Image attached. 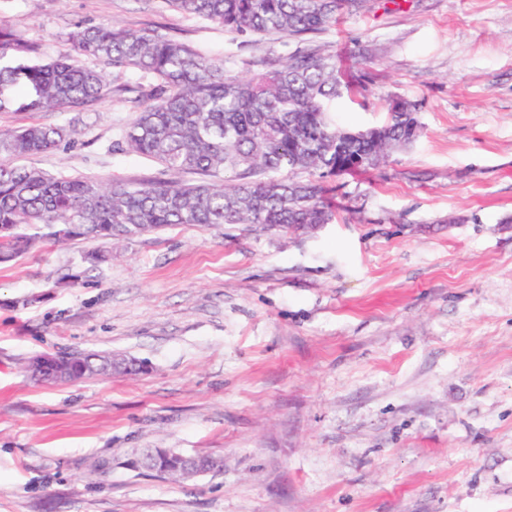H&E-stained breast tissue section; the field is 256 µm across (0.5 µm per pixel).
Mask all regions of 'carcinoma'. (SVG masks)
I'll list each match as a JSON object with an SVG mask.
<instances>
[{
	"label": "carcinoma",
	"mask_w": 512,
	"mask_h": 512,
	"mask_svg": "<svg viewBox=\"0 0 512 512\" xmlns=\"http://www.w3.org/2000/svg\"><path fill=\"white\" fill-rule=\"evenodd\" d=\"M173 10L203 18L225 31L278 33L304 40L325 30L340 9L361 11L369 0H165ZM56 59L32 61L37 47L0 26V112H54L93 104L107 91L99 63L152 81L148 102L124 129L125 149L157 159L169 174L136 185L50 175L16 163L49 151L67 137L61 127L0 129V260L26 253L31 224H66L54 232L114 244L176 224H266L288 232L327 224L331 205L312 181L280 177L308 172L324 178L367 173L388 154L421 135L419 105L388 99L390 116L361 138L337 126L328 105L365 81L359 68L342 80L336 55L300 48L260 61L247 76L230 73L224 60L154 29L131 31L104 24L74 27ZM185 172L225 174L221 183L181 184ZM55 355L30 359L27 371L46 382ZM77 379L112 375L111 353L76 351ZM177 448L135 452V468L157 470L181 482L192 478Z\"/></svg>",
	"instance_id": "cac0c4a2"
}]
</instances>
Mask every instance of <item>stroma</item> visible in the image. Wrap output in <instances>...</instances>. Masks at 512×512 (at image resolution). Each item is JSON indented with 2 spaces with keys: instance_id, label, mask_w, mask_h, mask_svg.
<instances>
[{
  "instance_id": "stroma-1",
  "label": "stroma",
  "mask_w": 512,
  "mask_h": 512,
  "mask_svg": "<svg viewBox=\"0 0 512 512\" xmlns=\"http://www.w3.org/2000/svg\"><path fill=\"white\" fill-rule=\"evenodd\" d=\"M156 29L249 74L297 39L237 36L164 0H0V25L42 60L79 24ZM366 89L331 105L350 129L388 97L423 136L378 169L321 183L318 230L171 226L54 245L0 263V512H512V0H377L317 34ZM64 112H0V128L66 127L26 158L50 174L140 182L119 149L148 81ZM112 351L121 375L33 380L40 353ZM139 448L221 458L185 483L128 466Z\"/></svg>"
}]
</instances>
